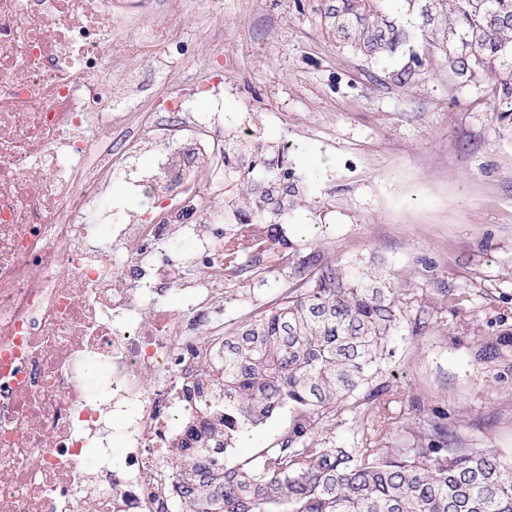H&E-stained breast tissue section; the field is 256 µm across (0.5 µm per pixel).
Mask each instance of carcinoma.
<instances>
[{
    "mask_svg": "<svg viewBox=\"0 0 512 512\" xmlns=\"http://www.w3.org/2000/svg\"><path fill=\"white\" fill-rule=\"evenodd\" d=\"M384 0H312L322 30L363 58L404 60L392 80L405 87L444 52L465 83H491L495 111L512 124V0H402L409 22ZM228 189L224 280L261 255L288 273V293L224 327V350L206 370L224 412L193 431L195 447L174 456L185 512H512V460L492 448H450L448 427L431 419L410 448H381L380 397L372 386L406 319L402 289L389 278L302 254L282 234L297 204L298 178L285 148L224 137ZM500 336L477 359L504 356ZM288 409V428L256 457L230 461L239 435ZM351 418L353 446L325 436Z\"/></svg>",
    "mask_w": 512,
    "mask_h": 512,
    "instance_id": "obj_1",
    "label": "carcinoma"
}]
</instances>
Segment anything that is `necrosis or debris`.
<instances>
[{"label":"necrosis or debris","instance_id":"1","mask_svg":"<svg viewBox=\"0 0 512 512\" xmlns=\"http://www.w3.org/2000/svg\"><path fill=\"white\" fill-rule=\"evenodd\" d=\"M146 2L157 45L113 38L117 0H0V512H173L171 458L223 409V124L105 77L193 56L183 0Z\"/></svg>","mask_w":512,"mask_h":512}]
</instances>
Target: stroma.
Listing matches in <instances>:
<instances>
[{
	"mask_svg": "<svg viewBox=\"0 0 512 512\" xmlns=\"http://www.w3.org/2000/svg\"><path fill=\"white\" fill-rule=\"evenodd\" d=\"M205 0H187L181 26L196 59L173 78L196 112H219L228 133L288 150L303 201L283 223L301 252L393 275L406 312L381 369L390 447L441 417L461 448L512 459V371L477 360L480 344L512 334V131L501 128L488 84L459 83L441 52L407 87L396 58L370 64L328 39L293 0H224V41ZM225 56L220 94H193L204 63ZM285 273L224 288L225 320L270 305ZM463 295L462 303L449 293ZM282 412L246 431L231 459L258 454L288 426Z\"/></svg>",
	"mask_w": 512,
	"mask_h": 512,
	"instance_id": "35a3bbf8",
	"label": "stroma"
}]
</instances>
